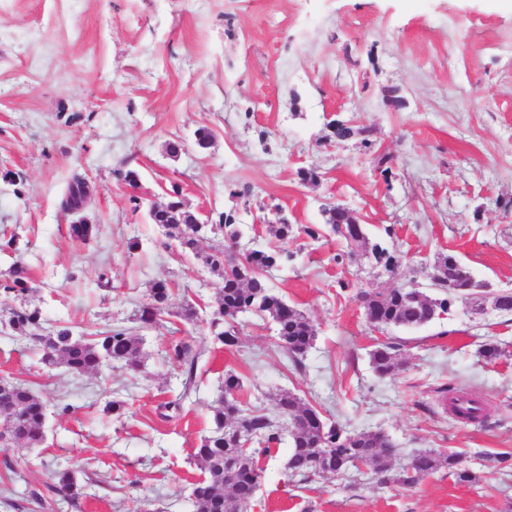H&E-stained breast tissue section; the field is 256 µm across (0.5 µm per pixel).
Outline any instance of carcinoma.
Segmentation results:
<instances>
[{
  "instance_id": "1",
  "label": "carcinoma",
  "mask_w": 512,
  "mask_h": 512,
  "mask_svg": "<svg viewBox=\"0 0 512 512\" xmlns=\"http://www.w3.org/2000/svg\"><path fill=\"white\" fill-rule=\"evenodd\" d=\"M368 128L344 124L335 128L333 136L340 140L354 135L363 136L369 144ZM165 210L156 211L152 221L165 231L169 246L204 264L222 277V287L217 289V307L209 317V327L214 340L224 346L236 345L240 328V315L257 316L273 323L279 344L296 370H301L303 358L316 339L313 323L286 300L271 292L266 282V272L278 266L288 256V250L272 251L247 249L243 274L230 276L226 265L229 252L237 244L240 233L235 216L224 213L216 224H198L196 217L181 208V201L168 199ZM325 224L309 226L305 234L315 240L325 230L338 235L347 253L357 250L376 251L382 266L391 271L402 264V258L379 243L369 242L363 225L347 222L345 208L330 205L324 208ZM212 237L209 251L199 249V242ZM440 278L434 287L448 290L441 300L443 308L454 301L469 299V292L461 289L468 269L453 253L443 254L435 263ZM27 267L20 261L13 264L8 278L0 281V294L6 297H23L29 292ZM171 289L159 280L150 289L149 302L139 316L140 328L151 329L167 322ZM433 298L414 299L409 289L398 285L394 288H378L366 300L365 307L371 317L369 325L416 328L428 319ZM9 326L25 339L39 343L41 360H49L54 366L64 367L76 376L98 375L109 378L108 370L121 364L137 372L141 367L140 347L142 336L138 331L114 325L87 336H76L72 327L61 323L48 329L43 326L37 308L12 309L8 316ZM168 361L177 365L190 384L196 376V358L182 340L173 339L165 349ZM370 363L375 373L387 376L398 367L395 346L380 342L370 352ZM241 378L232 371L224 373V383L211 408L213 427L203 437L194 457L201 464L203 476L193 483L190 500L194 512H248L254 502L263 477V469L255 461L257 456H269L282 441V425H287L290 452L284 464L286 474L302 481H311L325 475H339L351 468L365 466L383 480L412 486L419 479L441 468L461 484H472L480 476L463 460L461 455L435 450L414 454L407 465L391 472L396 448L377 432L354 433L322 415L313 406L305 405L295 394L279 395L276 409L271 415L264 409L240 400ZM457 419L463 422L483 423L488 418L483 401L458 394L454 399ZM50 406L33 388L23 382L0 380V421L8 425L9 443L15 446L37 448L45 441V425ZM243 431L250 441L248 454L241 455L238 431ZM56 481L48 485L52 497L75 499L79 496L77 479L72 470L61 469L55 474Z\"/></svg>"
}]
</instances>
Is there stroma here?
I'll return each mask as SVG.
<instances>
[{
    "instance_id": "35a3bbf8",
    "label": "stroma",
    "mask_w": 512,
    "mask_h": 512,
    "mask_svg": "<svg viewBox=\"0 0 512 512\" xmlns=\"http://www.w3.org/2000/svg\"><path fill=\"white\" fill-rule=\"evenodd\" d=\"M349 119L369 142L330 141ZM212 140L199 148L195 133ZM182 145L168 151L169 142ZM390 156L389 172L376 158ZM137 170L138 189L116 172ZM317 168L320 183L302 182ZM94 188V240L71 239L59 201L73 174ZM179 184L202 216L235 211L245 247L280 242L294 224L290 260L267 275L317 337L294 370L272 325L242 317L235 346L215 344L206 320L217 275L165 248L144 198ZM250 186V196L237 192ZM359 216L371 237L401 253L399 276L363 258L339 259L334 234L309 238L324 204ZM0 280L15 261L29 272V307L45 325L92 333L134 327L154 281L169 283L172 310L193 305L179 336L199 352L184 391L164 362L165 328L144 330L142 370L109 383L46 369L38 349L0 323V378L25 382L52 406L45 445L0 451V512H41L30 493L56 470L75 472L81 494L51 512H192L202 476L193 450L211 427L226 371L252 404L275 412L288 391L346 430L381 431L394 467L418 451L460 452L480 480L441 469L414 486L379 484L369 470L309 482L286 476L287 445L262 459L252 512H512V472L489 455L512 451V322L482 296L418 328L372 331L363 292L413 281L429 286L442 254H456L491 290H512V0H0ZM107 274L108 286L98 277ZM401 363L378 376L377 340ZM507 355L487 362L481 344ZM484 401L487 426L446 413L440 388ZM182 409L164 418V403ZM126 404L122 419L107 406Z\"/></svg>"
}]
</instances>
